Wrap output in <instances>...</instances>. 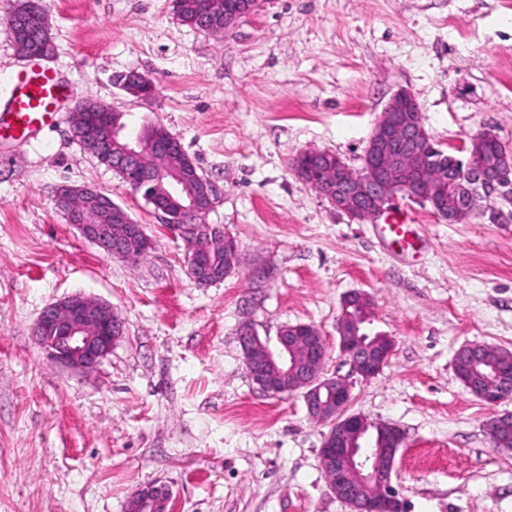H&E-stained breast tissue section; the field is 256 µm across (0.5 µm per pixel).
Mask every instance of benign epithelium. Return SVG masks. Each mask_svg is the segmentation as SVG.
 Returning a JSON list of instances; mask_svg holds the SVG:
<instances>
[{
	"label": "benign epithelium",
	"mask_w": 512,
	"mask_h": 512,
	"mask_svg": "<svg viewBox=\"0 0 512 512\" xmlns=\"http://www.w3.org/2000/svg\"><path fill=\"white\" fill-rule=\"evenodd\" d=\"M258 10L254 0H217L208 5L197 29L212 32L216 19L224 16V28L233 31L239 21ZM31 16L36 19L38 47L21 36L18 21H9L18 50L26 57L45 58L52 50L49 20L41 3H34ZM116 83L126 92L146 101L153 96L154 84L145 75L129 71L116 76ZM82 112L102 113L103 125L95 134H86V149L99 152L104 143L117 147L112 169L132 176V187L153 206L165 228L186 245L187 273L199 286L215 282L203 265L195 242L222 234V229L205 221L211 210L215 188L206 194L189 191L176 160L183 158L181 142L159 123L148 124L135 139L124 134L122 114L98 101H83L70 121L77 131V116ZM485 131L470 137L466 159L456 160L453 188L445 190L440 180H422L411 186L399 178L406 167L423 156L431 137L422 124L420 107L407 89L398 90L375 123L364 153V163L354 171L337 155L319 152L326 159L328 176L319 181L308 177L300 168L295 173L305 184L316 189L336 208L352 219L361 221L378 217L391 209L398 199L407 198L428 205L433 213L454 218L475 210L476 198L496 195L512 206V155L504 153L497 166L490 168L481 159L478 146L491 137ZM154 155L169 164L151 166L145 160ZM55 206L89 241L104 252L127 261L135 259L128 242L136 239L145 250L152 239L144 225L137 223L122 206L102 192L89 187L63 185L58 188ZM237 241L224 237V275L239 267ZM370 296L352 292L342 301L338 320V348L350 371L364 379L377 375L394 355L395 340L385 334L367 340L359 333L360 321L369 319ZM38 345L46 356L64 367L85 370L95 368L112 350L123 334V323L112 305L101 300L74 294L46 306L33 329ZM244 364L252 382L262 392L279 396L294 391L302 393L308 415L324 423L319 452L320 465L329 479L336 498L350 506L352 512H402L403 504L392 483L395 460L384 456L397 454L405 436L394 424L374 423L362 414L350 412L351 391L347 380L328 376L324 365L328 355L326 338L311 324H290L280 329L275 343L261 339L251 320L241 321L237 329ZM458 352L481 358L494 355L499 373L491 382L465 381L463 385L482 401L496 405L512 397V353L482 344L465 345ZM512 422V415L495 417L491 437L497 448H511L512 434L501 432L497 425ZM370 431L378 432L386 448L376 462L363 457L359 439ZM170 492L165 486H150L135 492L127 500L126 512H166Z\"/></svg>",
	"instance_id": "7a95c632"
}]
</instances>
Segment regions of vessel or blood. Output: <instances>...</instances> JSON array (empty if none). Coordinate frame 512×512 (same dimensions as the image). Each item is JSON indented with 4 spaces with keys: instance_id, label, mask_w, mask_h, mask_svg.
<instances>
[{
    "instance_id": "b4317fda",
    "label": "vessel or blood",
    "mask_w": 512,
    "mask_h": 512,
    "mask_svg": "<svg viewBox=\"0 0 512 512\" xmlns=\"http://www.w3.org/2000/svg\"><path fill=\"white\" fill-rule=\"evenodd\" d=\"M0 96V139L27 141L51 130L75 94L60 72L33 64L10 75ZM383 239L401 250L415 247L419 238L411 225L392 219L379 228Z\"/></svg>"
}]
</instances>
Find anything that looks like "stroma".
<instances>
[{
	"label": "stroma",
	"instance_id": "1",
	"mask_svg": "<svg viewBox=\"0 0 512 512\" xmlns=\"http://www.w3.org/2000/svg\"><path fill=\"white\" fill-rule=\"evenodd\" d=\"M47 65L121 112L162 124L216 190L207 223L237 240L240 268L202 287L152 205L87 153L69 117L30 143L0 141V512H125L167 485V512H351L331 492L327 431L301 394L252 383L236 329L317 327L325 372L347 377L352 412L398 425L394 485L405 512H512V451L487 404L457 379L464 345L512 352V209L482 201L465 222L399 202L424 247L401 253L299 180L308 150L363 165L392 95L413 93L439 148L482 130L512 152V0H264L226 38L184 24L172 0H41ZM137 71L142 101L114 84ZM63 185L98 189L153 241L137 262L107 255L55 206ZM272 277L254 289L250 270ZM371 298L368 329L396 351L376 376L339 355L343 297ZM106 301L124 332L90 371L49 361L33 337L49 304ZM116 83L126 92L140 98L148 100L153 96L154 84L145 75L137 71H129L116 76Z\"/></svg>",
	"mask_w": 512,
	"mask_h": 512
}]
</instances>
